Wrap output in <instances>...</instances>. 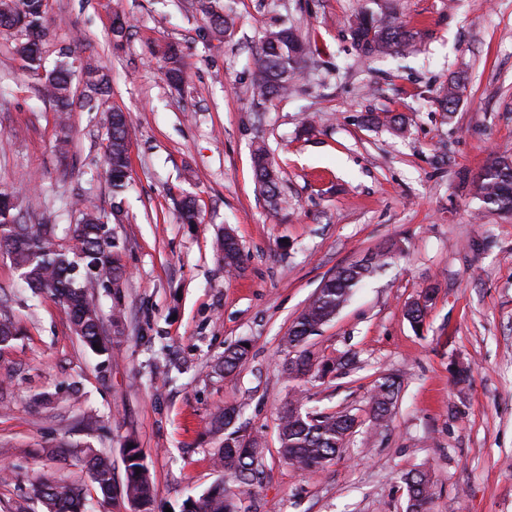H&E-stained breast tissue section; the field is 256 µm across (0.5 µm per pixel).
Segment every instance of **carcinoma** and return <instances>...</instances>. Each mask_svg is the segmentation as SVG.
Returning <instances> with one entry per match:
<instances>
[{
    "instance_id": "cac0c4a2",
    "label": "carcinoma",
    "mask_w": 512,
    "mask_h": 512,
    "mask_svg": "<svg viewBox=\"0 0 512 512\" xmlns=\"http://www.w3.org/2000/svg\"><path fill=\"white\" fill-rule=\"evenodd\" d=\"M201 10L208 19L214 36L223 37L232 27L233 20L225 13L220 0H202ZM43 0H0V28L12 30L20 36L15 49L26 61L29 71L41 68V43L25 36L30 26L47 30L44 23ZM353 41L360 54L367 58L396 54L408 44L410 34L392 11L380 13L360 12L351 23ZM308 48L297 30L281 26L265 32L254 60L251 93L254 100L266 103L283 97L292 89L301 71V63ZM164 75L172 85L184 79V62L181 51L173 46L161 52ZM73 63L63 61L44 77L42 89L60 112L59 126L66 128L64 115L72 111ZM86 94L83 105L99 111L108 100L109 78L97 69L84 72ZM460 101V82L448 83L438 102L446 112H454ZM134 127L129 114L109 116L107 151L104 166L108 182L115 194L121 193L129 182V146ZM253 173L256 184L271 202L278 207L281 197L279 178L265 147L253 152ZM475 196L483 204L500 211H512V160L498 157L488 167L475 187ZM14 192L0 189V251L10 257L20 277L38 297L47 293L58 299L70 317V328L82 345L97 355L108 352L103 338V319L89 292L91 277L105 276L112 281V316L124 317L120 288L124 269L120 262L121 245L115 237L101 231L100 217L95 207L86 205L81 220L69 227L65 244L56 242L53 228L48 224H22L15 213ZM216 248L228 271H238L242 264V249L233 235L225 233L217 239ZM373 271V263L343 267L326 279L318 293L297 317L288 333V347L298 349V354L288 361V377L303 379L310 375L313 359L304 348L309 337L331 321L348 301L356 288ZM434 288L424 290L422 299L406 311L407 319L418 328L421 326ZM249 348L239 343L224 351L218 369L230 373L240 368L248 359ZM400 382L385 377L374 386L370 403L375 421L382 422L390 414L398 397ZM234 408H220L209 422V432L224 435V445L214 453L217 467L224 470L232 486L222 482L205 492L191 507L183 512H238V493L233 488H248L258 479L261 467V442L240 438L233 428ZM356 419L347 412L295 413L289 408L282 413L277 426L279 452L284 461L300 471L323 467L334 459L344 447ZM129 468L125 475L123 491L142 512H149L153 500V485L147 468L142 463L141 450L128 449ZM81 462L90 473L96 493L111 496L114 482L110 457L95 448L83 450ZM407 490V512H428L432 499V484L422 470L410 471L402 476ZM38 496L44 500L48 512H86L87 493L84 488L64 479L41 483Z\"/></svg>"
}]
</instances>
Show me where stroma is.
Wrapping results in <instances>:
<instances>
[{
  "mask_svg": "<svg viewBox=\"0 0 512 512\" xmlns=\"http://www.w3.org/2000/svg\"><path fill=\"white\" fill-rule=\"evenodd\" d=\"M235 25L213 37L198 0H46L43 64L62 53L108 70L109 104L137 136L131 184L114 201L103 173L108 127L80 108L57 114L0 29V187L19 195L21 223L51 224L66 242L78 200H91L124 245L125 315L110 357L85 350L50 295L32 298L0 251V312L18 337L0 346V512H45L40 480L89 483L80 451L110 455L112 512L122 451L142 449L155 486L150 512H182L221 482L208 431L216 409L239 411L260 436L258 483L239 512H406L401 477L426 471L429 512H512V213L491 211L473 185L493 158H512V0H389L414 35L409 50L367 59L354 16L375 0H223ZM131 29L113 43L114 14ZM295 26L311 54L292 93L251 97V60L265 30ZM180 49L185 81L170 86L155 52ZM463 78L454 112L436 102ZM405 118L403 132L370 113ZM265 147L286 208L272 210L251 156ZM193 198L195 224L179 208ZM232 230L243 270L227 274L213 248ZM394 245L306 348L316 364L357 356L354 368L289 380L293 322L339 268ZM435 287L422 329L404 316ZM250 358L218 372L241 340ZM402 381L387 422L372 417L376 381ZM349 412L357 425L323 468L287 465L278 418ZM97 415L103 430L85 429Z\"/></svg>",
  "mask_w": 512,
  "mask_h": 512,
  "instance_id": "1",
  "label": "stroma"
}]
</instances>
